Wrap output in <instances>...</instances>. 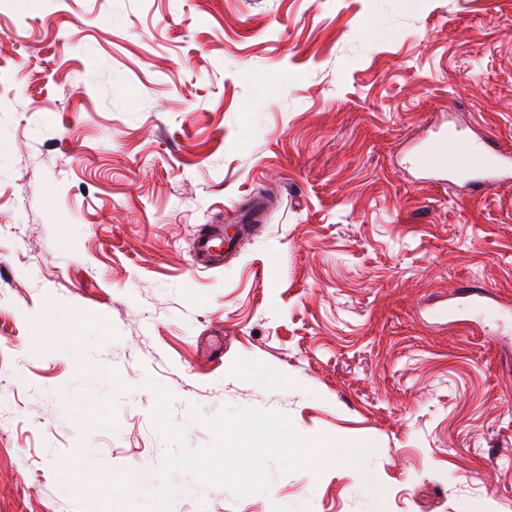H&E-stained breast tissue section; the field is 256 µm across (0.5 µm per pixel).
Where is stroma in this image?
Masks as SVG:
<instances>
[{
  "label": "stroma",
  "mask_w": 512,
  "mask_h": 512,
  "mask_svg": "<svg viewBox=\"0 0 512 512\" xmlns=\"http://www.w3.org/2000/svg\"><path fill=\"white\" fill-rule=\"evenodd\" d=\"M439 124L512 152V0H0V512L158 488L149 379L189 449L226 408L376 447L171 512H512V182L428 179ZM250 226L246 224L237 226V233L234 237H223V232L206 230L194 238V254L205 256L211 263L212 268L220 267L224 261V249L230 254L235 241L243 235ZM224 244V245H223Z\"/></svg>",
  "instance_id": "stroma-1"
}]
</instances>
